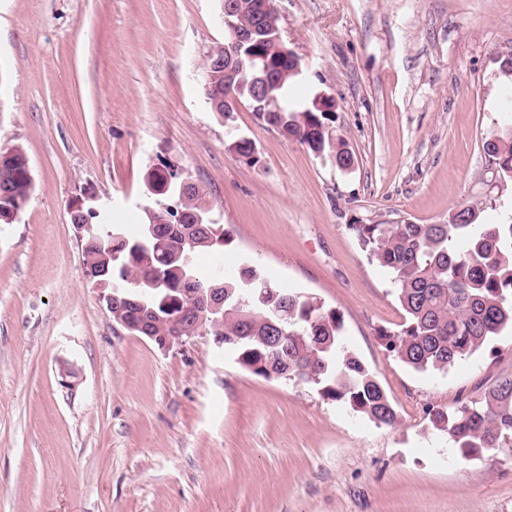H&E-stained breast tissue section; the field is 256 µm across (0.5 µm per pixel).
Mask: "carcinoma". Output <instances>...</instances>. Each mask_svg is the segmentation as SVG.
I'll return each mask as SVG.
<instances>
[{
    "label": "carcinoma",
    "mask_w": 512,
    "mask_h": 512,
    "mask_svg": "<svg viewBox=\"0 0 512 512\" xmlns=\"http://www.w3.org/2000/svg\"><path fill=\"white\" fill-rule=\"evenodd\" d=\"M235 21L257 27L252 46L240 48L226 34L238 74L232 89L243 88L267 61L282 55L269 30L248 9ZM292 79L274 93L279 110L257 112V120L314 153L330 146L331 113L309 111L310 105L291 96ZM15 163L0 180V224H12L25 208L32 188L28 160L12 149ZM491 158L500 161L499 174L512 179V138L500 139ZM183 179L155 195V207L132 230L108 222L101 211L84 209L80 223L91 227L83 238L84 273L108 269L110 292L119 298L113 312L134 322L145 314L156 333L173 325L200 324L206 336H221L247 371L276 379H300L341 406L377 424L393 426L395 408L382 385L344 343L338 312L312 296L267 282L254 266L235 273L214 266L202 272V253L221 257L227 244L222 224H208L211 235L197 228L194 214L208 208L198 188L185 204ZM187 211L177 219L168 206ZM479 210L462 204L444 224H362L351 229L359 243L391 277L396 298L405 312L397 331L384 330L387 351L416 371L443 372L471 357L492 337L512 328V220L478 222ZM224 283V319L207 314H181L184 292L206 288L209 280ZM431 428L447 438L459 457L475 459L490 448L512 441V377L493 383L478 398L465 397L450 411H429Z\"/></svg>",
    "instance_id": "cac0c4a2"
}]
</instances>
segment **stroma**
Wrapping results in <instances>:
<instances>
[{"label":"stroma","mask_w":512,"mask_h":512,"mask_svg":"<svg viewBox=\"0 0 512 512\" xmlns=\"http://www.w3.org/2000/svg\"><path fill=\"white\" fill-rule=\"evenodd\" d=\"M274 5L303 64L294 92L334 100L350 168L248 107L211 111L219 0H0V149L22 147L33 179L0 225V512H512V447L456 460L426 415L511 376L512 331L448 372L406 367L379 337L404 312L351 229L441 224L463 203L512 218V180L482 148L512 96V0ZM164 162L224 225L225 269L257 266L340 313L395 425L256 376L209 337L164 351L112 320L69 206L89 195L134 226Z\"/></svg>","instance_id":"35a3bbf8"}]
</instances>
